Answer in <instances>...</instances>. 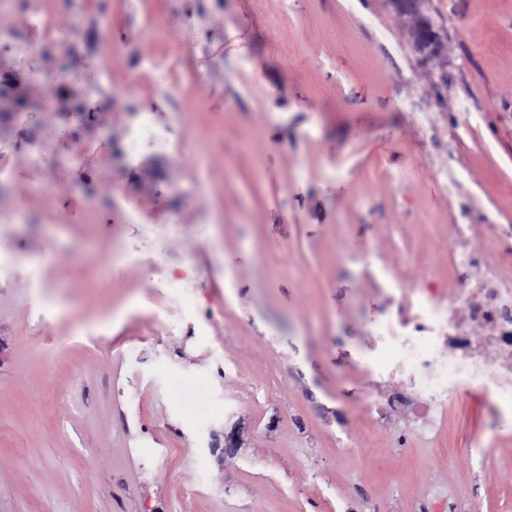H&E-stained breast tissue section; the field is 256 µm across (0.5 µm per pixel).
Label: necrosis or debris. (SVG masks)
Here are the masks:
<instances>
[{"label":"necrosis or debris","instance_id":"obj_1","mask_svg":"<svg viewBox=\"0 0 512 512\" xmlns=\"http://www.w3.org/2000/svg\"><path fill=\"white\" fill-rule=\"evenodd\" d=\"M72 15V43L83 41L87 33H94L102 45L113 44L110 17L103 0H63ZM0 15L18 17L21 28L34 31L35 42L19 38L17 32L0 30V53L27 60L19 73L0 74V124L14 129L25 128L31 112L57 111L74 115L79 123L71 132L73 152L70 157L56 155L51 147L38 139H29L27 153L38 165L56 166L66 159L83 158L90 146L84 140L81 126L87 125L99 102L112 100L136 119L115 152L123 164L129 165L142 147H150L169 160H177L183 146L172 141L157 128L150 113L136 110L135 92L117 83L111 74H103L96 85H88L82 74L71 68L66 60H59L57 73L43 70L35 60L36 48L58 43L55 9L46 0H29L26 8H19L18 0H0ZM134 64L153 72L160 88H167L172 72H180L184 87L203 81L201 72L182 66L176 49L165 46L155 56L135 58ZM43 85L40 102L20 104L12 96L18 81ZM484 323L496 345V356H488L481 345L455 322L457 313ZM427 323L434 329H447L441 346L417 347L396 352L393 369L402 375L417 379L421 384L417 407L426 414H434L438 407L455 397L470 385L482 387L486 400L494 406L512 408V257L500 259L496 275L482 277L477 287L457 289L450 300H443L436 287L422 288L400 296L398 304L386 319V332L400 337L412 326Z\"/></svg>","mask_w":512,"mask_h":512}]
</instances>
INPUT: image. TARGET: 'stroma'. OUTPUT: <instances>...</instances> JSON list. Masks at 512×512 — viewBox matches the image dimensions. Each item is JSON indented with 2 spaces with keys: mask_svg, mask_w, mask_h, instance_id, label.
I'll list each match as a JSON object with an SVG mask.
<instances>
[{
  "mask_svg": "<svg viewBox=\"0 0 512 512\" xmlns=\"http://www.w3.org/2000/svg\"><path fill=\"white\" fill-rule=\"evenodd\" d=\"M444 47L416 50L389 0H108L124 46L70 57L88 83H132L140 107L192 147L176 164L114 161L130 113L103 106L67 169L10 156L15 180L93 199L123 183L140 204L86 223L0 224L20 277L0 282V512H512V413L477 392L434 430L377 417L367 392L414 399L378 328L385 279L451 289L458 239L512 250V0H425ZM160 36L143 38L142 13ZM200 27L183 56L206 75L162 93L127 64ZM219 138L223 149L208 150ZM180 186L194 196L169 223ZM46 216L49 199L28 197ZM223 209L224 221L206 213ZM471 448L442 456L454 439ZM158 448L209 457L224 491L183 496L195 473Z\"/></svg>",
  "mask_w": 512,
  "mask_h": 512,
  "instance_id": "stroma-1",
  "label": "stroma"
}]
</instances>
